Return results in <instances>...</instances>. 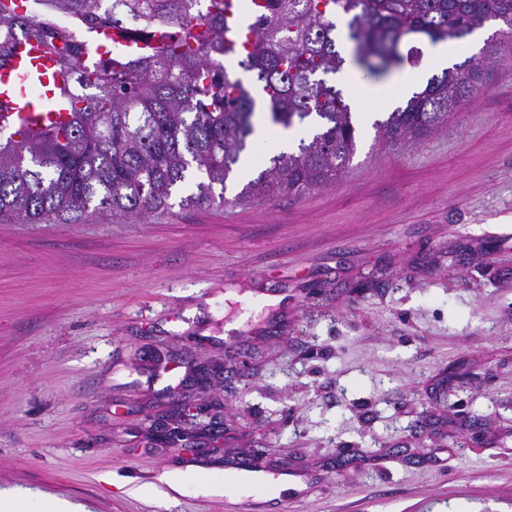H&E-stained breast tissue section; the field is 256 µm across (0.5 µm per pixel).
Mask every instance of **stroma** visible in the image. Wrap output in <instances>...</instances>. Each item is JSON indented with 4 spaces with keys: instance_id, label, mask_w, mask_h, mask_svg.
Segmentation results:
<instances>
[{
    "instance_id": "stroma-1",
    "label": "stroma",
    "mask_w": 512,
    "mask_h": 512,
    "mask_svg": "<svg viewBox=\"0 0 512 512\" xmlns=\"http://www.w3.org/2000/svg\"><path fill=\"white\" fill-rule=\"evenodd\" d=\"M404 101L362 102L345 176L299 196L240 199L261 143L221 206L0 224V490L252 512L224 466L254 457L294 485L263 512H512V53L448 126L380 144ZM267 294L286 306L248 311ZM190 360L224 373L184 391ZM184 401L223 416L218 447L151 445Z\"/></svg>"
}]
</instances>
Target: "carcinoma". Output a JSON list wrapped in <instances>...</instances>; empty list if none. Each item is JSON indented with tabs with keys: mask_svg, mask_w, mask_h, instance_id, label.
<instances>
[{
	"mask_svg": "<svg viewBox=\"0 0 512 512\" xmlns=\"http://www.w3.org/2000/svg\"><path fill=\"white\" fill-rule=\"evenodd\" d=\"M0 0V68L21 40L54 56L64 81L54 98L70 105L62 125L22 132L0 126V223H75L89 211L146 220L171 208L173 190L192 171L206 175L181 199L193 207L224 202V185L255 132L256 109L271 127L311 120L316 132L297 150L269 157L244 195L304 194L343 175L357 141L351 104L327 80L352 64L387 79L414 61L404 39L432 45L461 40L490 21L502 24L482 50L445 68L374 128L383 143L417 142L463 111L482 77L512 45V0H239L247 37L226 46L224 15L205 0ZM205 17L204 33H181L187 10ZM67 17L71 25L60 26ZM347 18L349 56L336 46ZM169 35L147 53L97 50L96 37L128 23ZM237 61L249 81L232 77Z\"/></svg>",
	"mask_w": 512,
	"mask_h": 512,
	"instance_id": "obj_1",
	"label": "carcinoma"
}]
</instances>
